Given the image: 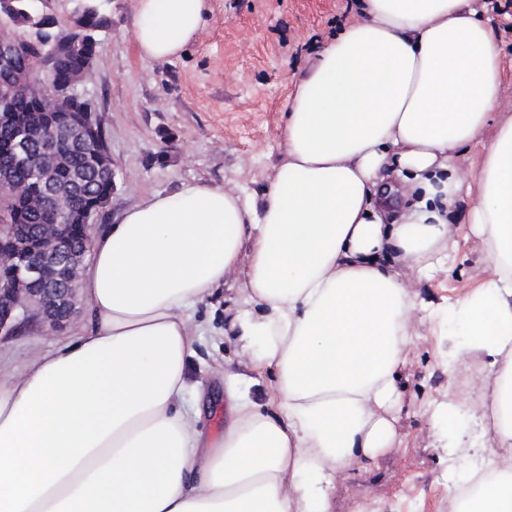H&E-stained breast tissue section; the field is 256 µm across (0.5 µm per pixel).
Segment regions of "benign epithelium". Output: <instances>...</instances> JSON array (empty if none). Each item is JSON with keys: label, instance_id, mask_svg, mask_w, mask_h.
I'll use <instances>...</instances> for the list:
<instances>
[{"label": "benign epithelium", "instance_id": "7a95c632", "mask_svg": "<svg viewBox=\"0 0 512 512\" xmlns=\"http://www.w3.org/2000/svg\"><path fill=\"white\" fill-rule=\"evenodd\" d=\"M45 43L24 38H0V107H8L14 96L25 94L35 99L48 98L60 104L73 97L72 87L56 86L47 78L31 76L28 61L43 58L45 75L53 73L56 47L43 51ZM14 125L10 161L0 166V187L20 196L14 187V175L20 168L30 171L32 182L41 187L42 205L49 217L46 224H1L0 259L12 265L0 276V337L11 336L38 321L62 328L79 314L76 281L90 253L89 228L95 210L85 212L83 238L77 240L68 230L70 215L55 207L57 186L51 168L58 154L53 142L44 141L38 151L32 149L40 119L20 120L13 112H1L0 122ZM98 122L89 117L77 125L55 128L54 139H68L78 149H93Z\"/></svg>", "mask_w": 512, "mask_h": 512}]
</instances>
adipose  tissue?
Wrapping results in <instances>:
<instances>
[{"instance_id":"adipose-tissue-1","label":"adipose tissue","mask_w":512,"mask_h":512,"mask_svg":"<svg viewBox=\"0 0 512 512\" xmlns=\"http://www.w3.org/2000/svg\"><path fill=\"white\" fill-rule=\"evenodd\" d=\"M300 78L286 160L260 200L185 183L123 211L91 239L80 330L0 381V512H334L354 460L395 439L399 370L416 343L424 277L457 251L461 196L494 280L453 310L467 339L449 365L488 357L491 391L472 408L512 457V122L494 126L502 50L485 0H361ZM207 0H137L143 58L178 57ZM495 135L478 169L458 150ZM246 263L231 328L272 377L255 400L227 378L219 446L196 427L185 310ZM470 512H512V473Z\"/></svg>"}]
</instances>
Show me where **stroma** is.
<instances>
[{
    "mask_svg": "<svg viewBox=\"0 0 512 512\" xmlns=\"http://www.w3.org/2000/svg\"><path fill=\"white\" fill-rule=\"evenodd\" d=\"M97 2L112 26L96 36L94 67L83 86L114 169L112 197L94 221L98 229L146 196L183 183L261 196L286 158L285 113L299 79L334 33L358 18L347 0H208L205 23L184 52L153 62L141 57L134 39L136 0ZM495 22L504 48V85L494 114L499 126L512 121V8L496 11ZM468 206V199L457 200L449 214L459 252L413 288L422 308L411 323L418 342L401 370L396 439L379 466L353 462L352 476L333 492L335 512L361 506L366 512H448L449 481L481 461L431 414L432 407L454 404L460 426L470 428V409L491 386L480 370L469 375L465 391H457L456 373L445 365L464 341L447 317L448 305L495 277L481 241L467 234ZM243 281L242 272L233 273L192 313L204 332L188 358V381L216 401L201 420L213 437L224 431L228 374L249 371L229 333ZM80 325L76 319L60 330L26 327L0 341V354L23 367Z\"/></svg>",
    "mask_w": 512,
    "mask_h": 512,
    "instance_id": "obj_1",
    "label": "stroma"
}]
</instances>
